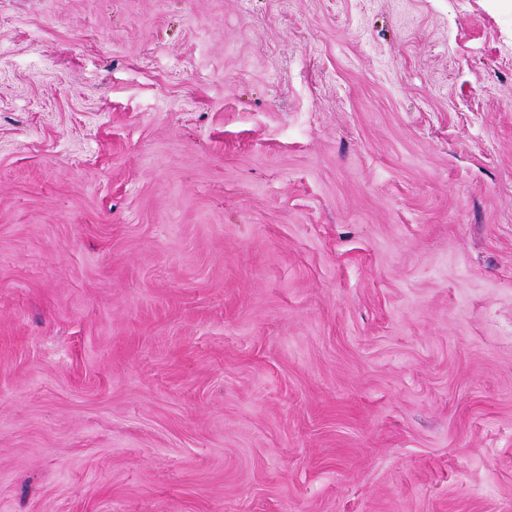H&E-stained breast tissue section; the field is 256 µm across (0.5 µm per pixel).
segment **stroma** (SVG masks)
Segmentation results:
<instances>
[{
  "label": "stroma",
  "instance_id": "obj_1",
  "mask_svg": "<svg viewBox=\"0 0 512 512\" xmlns=\"http://www.w3.org/2000/svg\"><path fill=\"white\" fill-rule=\"evenodd\" d=\"M0 512H512V0H0Z\"/></svg>",
  "mask_w": 512,
  "mask_h": 512
}]
</instances>
